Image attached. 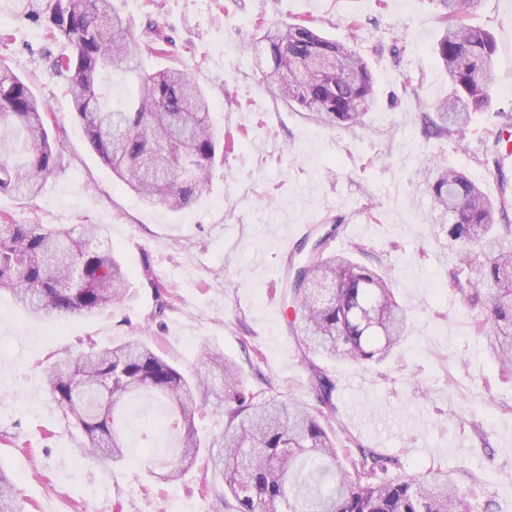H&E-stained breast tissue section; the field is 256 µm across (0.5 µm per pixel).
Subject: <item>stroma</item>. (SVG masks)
I'll use <instances>...</instances> for the list:
<instances>
[{
  "label": "stroma",
  "instance_id": "35a3bbf8",
  "mask_svg": "<svg viewBox=\"0 0 512 512\" xmlns=\"http://www.w3.org/2000/svg\"><path fill=\"white\" fill-rule=\"evenodd\" d=\"M135 33L155 22L171 37L173 65L188 66L212 102L216 134L229 142L208 190L175 212L144 205L92 152L70 96L50 74L63 52L38 27L0 7L6 62L31 80L64 125V168L32 200L0 194V214L17 224H99L128 275L126 299L101 316L36 318L0 289V469L24 512H224V483L204 463L173 483L157 481L178 445L159 422L168 406L147 393L128 399L127 457L89 453L45 388L39 361L133 336L148 340L183 372L217 349L241 368L256 399L314 405L309 371L288 328L294 310L289 268L309 252H281L298 224L341 225L330 247L364 243L362 261L384 274L408 310L407 338L380 365L317 358L336 385L332 436L340 457L358 447L397 459L392 475L448 473L474 512H512V365L497 364L473 327L474 312L447 286L457 249L435 236L422 170L464 172L490 198L512 157L487 149L497 113L512 116V0H479L473 20L493 35L496 91L471 111L465 141L426 137L448 80L435 54L438 0H112ZM314 21L368 61L376 101L363 125L320 124L285 103L257 72L269 56L255 22ZM356 29H349V18ZM414 88L403 91L402 76ZM168 288L157 301L149 278Z\"/></svg>",
  "mask_w": 512,
  "mask_h": 512
}]
</instances>
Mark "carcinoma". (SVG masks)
<instances>
[{"label":"carcinoma","instance_id":"cac0c4a2","mask_svg":"<svg viewBox=\"0 0 512 512\" xmlns=\"http://www.w3.org/2000/svg\"><path fill=\"white\" fill-rule=\"evenodd\" d=\"M15 14L60 39L67 52L50 65L70 91L73 111L87 140L112 174L146 204L182 210L208 187L223 162L211 101L192 73L164 67L147 72L134 50L133 30L111 0H11ZM478 0H440L444 31L438 59L449 95L424 119V134L466 137L472 109L488 106L496 78V43L472 23ZM271 65L261 80L290 105L331 127L360 125L374 102L367 64L345 45L302 23L258 22ZM150 53L169 56L171 38L147 26ZM0 193L37 196L46 180L63 169V142L50 137L49 113L32 86L14 74L1 52ZM136 78L134 98L122 108L104 102L114 73ZM439 214V231L459 245L460 267L448 286L474 303L477 331L493 356L512 363V225L497 232L507 197L494 202L454 169L424 172ZM95 224H12L0 217V288L28 312L58 318L91 317L121 303L127 274L114 255L95 244ZM321 238L307 268L287 280L294 304L290 331L303 355L321 353L356 363L380 362L400 346L406 309L384 277L348 256L328 250ZM45 384L68 424L86 447L118 463L125 448L116 412L125 397L147 392L165 401V429L180 435L179 452L159 479L173 482L198 457L196 416L211 390L202 372L221 370L228 427L219 449L209 451L212 472L224 479L230 512H470L467 496L448 476L428 473L384 479L396 462L374 448H357L343 462L325 423L336 408V385L309 362L317 407L271 398L254 402L239 390L240 371L218 351H208L188 379L147 342L127 339L100 347L88 341L78 354L63 348L52 355ZM0 512H23L7 474L0 471Z\"/></svg>","mask_w":512,"mask_h":512}]
</instances>
